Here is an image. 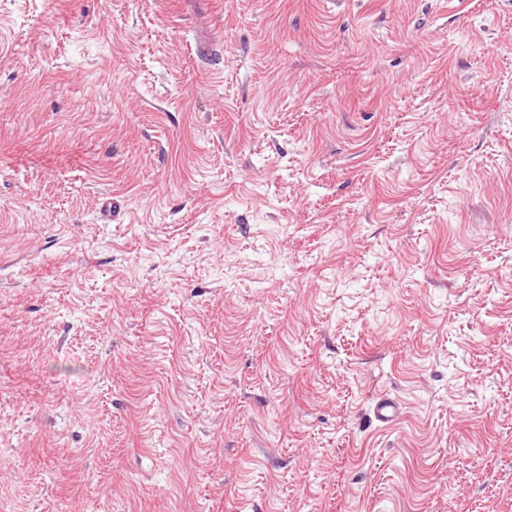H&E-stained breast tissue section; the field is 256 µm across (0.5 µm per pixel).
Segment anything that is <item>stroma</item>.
Returning <instances> with one entry per match:
<instances>
[{
  "mask_svg": "<svg viewBox=\"0 0 512 512\" xmlns=\"http://www.w3.org/2000/svg\"><path fill=\"white\" fill-rule=\"evenodd\" d=\"M0 512H512V0H0Z\"/></svg>",
  "mask_w": 512,
  "mask_h": 512,
  "instance_id": "35a3bbf8",
  "label": "stroma"
}]
</instances>
